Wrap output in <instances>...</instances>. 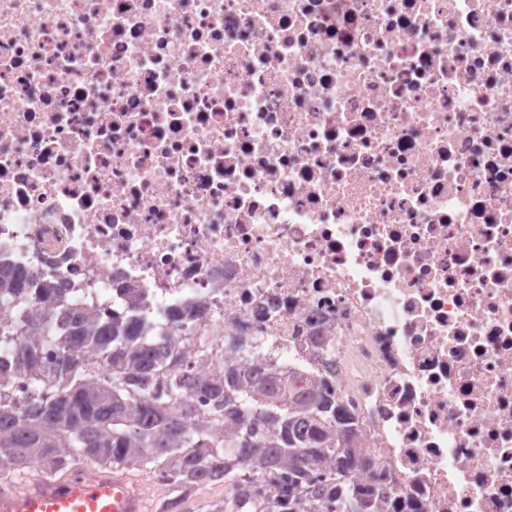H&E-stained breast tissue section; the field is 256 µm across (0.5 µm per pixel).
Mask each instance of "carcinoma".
I'll list each match as a JSON object with an SVG mask.
<instances>
[{
    "label": "carcinoma",
    "instance_id": "obj_1",
    "mask_svg": "<svg viewBox=\"0 0 512 512\" xmlns=\"http://www.w3.org/2000/svg\"><path fill=\"white\" fill-rule=\"evenodd\" d=\"M36 286L0 268V287L19 304ZM132 316L106 319L92 312L36 308L23 311L0 333L21 337L15 365L0 362V389L22 375L43 379L21 410L0 399V481L31 468L55 477L88 462L102 468L148 464L172 474L177 495L160 512L183 505L205 481L225 482L232 497L215 512H384L383 501L358 480L372 464L358 418L314 371L283 370L256 356L258 344L230 340L243 363L192 384L170 370L166 348L141 343L143 297L124 289ZM57 320L64 333L54 360L38 346L40 329ZM112 368L107 379L84 367V350ZM213 402L208 420L197 418L192 392ZM221 423L213 432L211 420ZM321 465L339 477L317 482Z\"/></svg>",
    "mask_w": 512,
    "mask_h": 512
}]
</instances>
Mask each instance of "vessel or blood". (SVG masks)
<instances>
[{"instance_id":"1","label":"vessel or blood","mask_w":512,"mask_h":512,"mask_svg":"<svg viewBox=\"0 0 512 512\" xmlns=\"http://www.w3.org/2000/svg\"><path fill=\"white\" fill-rule=\"evenodd\" d=\"M0 512H145V502L126 475L83 468L63 482L35 476L1 488Z\"/></svg>"}]
</instances>
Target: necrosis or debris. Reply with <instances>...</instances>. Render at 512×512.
Returning <instances> with one entry per match:
<instances>
[{"label":"necrosis or debris","mask_w":512,"mask_h":512,"mask_svg":"<svg viewBox=\"0 0 512 512\" xmlns=\"http://www.w3.org/2000/svg\"><path fill=\"white\" fill-rule=\"evenodd\" d=\"M0 261L304 355L388 512H512V0H0Z\"/></svg>","instance_id":"1"}]
</instances>
